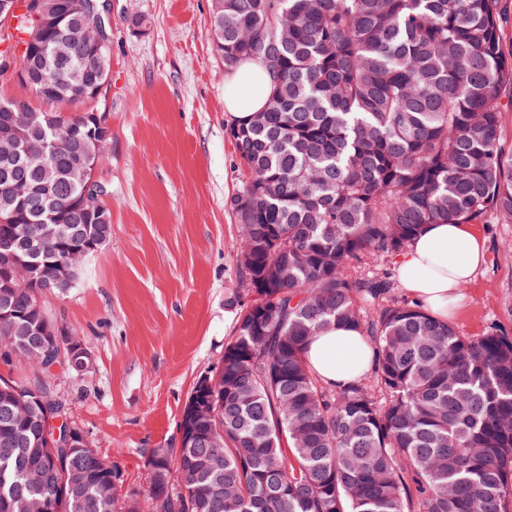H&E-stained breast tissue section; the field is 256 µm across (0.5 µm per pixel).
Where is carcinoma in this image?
I'll list each match as a JSON object with an SVG mask.
<instances>
[{
    "label": "carcinoma",
    "instance_id": "carcinoma-1",
    "mask_svg": "<svg viewBox=\"0 0 512 512\" xmlns=\"http://www.w3.org/2000/svg\"><path fill=\"white\" fill-rule=\"evenodd\" d=\"M67 14L34 46L38 61L0 49L46 83L36 96L71 113L0 100V116L36 118L56 142L52 181L23 158L7 175L19 225L53 211L70 234L72 176L90 128L79 94L110 52L71 44L91 0H48ZM508 0H218L214 50L224 71L251 60L271 77L266 106L227 129L246 176L227 202L239 224L242 310L224 364L203 393L212 416L198 444L148 455L144 497H116L108 472L52 494L28 470L50 454L27 399L54 408L58 375L44 350L61 340L41 305L51 265L0 296V356L27 360L28 384L0 378V512H512V336L459 335L421 305L392 298L388 274L362 265L400 255L429 224H512ZM336 325L360 331L367 380L321 383L309 342Z\"/></svg>",
    "mask_w": 512,
    "mask_h": 512
}]
</instances>
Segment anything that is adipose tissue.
I'll use <instances>...</instances> for the list:
<instances>
[{
  "instance_id": "adipose-tissue-1",
  "label": "adipose tissue",
  "mask_w": 512,
  "mask_h": 512,
  "mask_svg": "<svg viewBox=\"0 0 512 512\" xmlns=\"http://www.w3.org/2000/svg\"><path fill=\"white\" fill-rule=\"evenodd\" d=\"M269 88L261 65L242 64L225 80V112L236 120L250 118L265 107ZM484 259L483 242L467 225L430 224L399 256L396 278L431 315L444 320L458 290L473 279ZM307 358L322 382L341 388L370 371L373 351L357 330L335 326L312 338Z\"/></svg>"
}]
</instances>
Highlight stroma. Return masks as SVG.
<instances>
[{
  "mask_svg": "<svg viewBox=\"0 0 512 512\" xmlns=\"http://www.w3.org/2000/svg\"><path fill=\"white\" fill-rule=\"evenodd\" d=\"M112 134L97 177L112 235L46 309L92 363L58 379L68 419L142 490L148 451L180 444L182 408L224 359L241 312L238 226L226 205L244 178L226 134L212 0H110ZM142 27H135V20ZM486 258L448 317L463 336L512 333V224H478Z\"/></svg>",
  "mask_w": 512,
  "mask_h": 512,
  "instance_id": "obj_1",
  "label": "stroma"
}]
</instances>
